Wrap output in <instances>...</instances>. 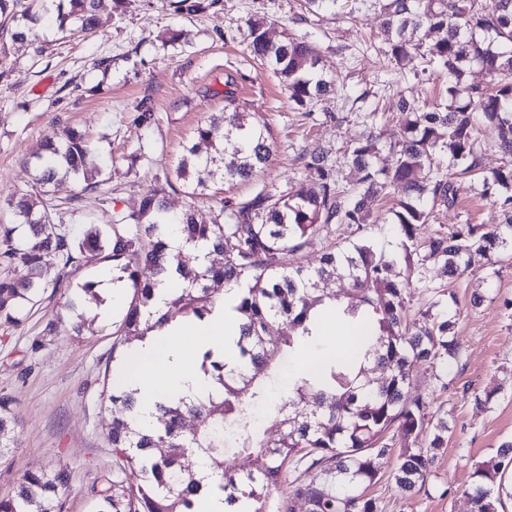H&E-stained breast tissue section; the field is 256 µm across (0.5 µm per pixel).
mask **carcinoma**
I'll return each mask as SVG.
<instances>
[{"label": "carcinoma", "instance_id": "obj_1", "mask_svg": "<svg viewBox=\"0 0 512 512\" xmlns=\"http://www.w3.org/2000/svg\"><path fill=\"white\" fill-rule=\"evenodd\" d=\"M15 0H0V41L22 40L29 24L56 14L57 31L92 32L101 13L121 0H31L26 11H14ZM218 0H169L178 14H191ZM357 0H307L316 13H338ZM380 6L388 46L387 66L402 69L418 55L446 79V100L421 102L402 97L396 107L405 125L401 141L389 146L391 160L381 159V133L349 145L344 159L356 175L339 183L322 148L309 145L302 154L311 186L294 192L265 186L248 200L222 202L220 214L206 224L190 204L177 216L169 214L166 189L139 198L111 224H86L74 235L49 202L50 187L59 176L83 180L80 194L93 193L100 181L88 167L90 146L84 134L71 128L37 155L31 189L0 200L13 217L0 224V325H15L30 312L49 287L59 288L70 272L110 262L118 279L131 283L133 293L120 320L112 323V353L177 320H202L223 303L213 284L241 288L235 311L240 315V363L227 368L222 360L203 354L202 368L219 385V392L194 400L179 398L156 404V424L132 428L137 397L109 388L106 400L118 416L112 419L107 442L114 468L128 482L105 484L92 512H195L206 490L224 497L229 512H294L302 500L307 512H379L376 499L362 487L380 479L379 465L395 458L390 476L407 492L427 482L436 450L448 441L454 426L448 412L430 411L431 400L412 390V371L426 363L443 381L461 351L454 336L455 316L442 312L440 297L456 301L428 278L438 267L451 279L462 278L473 255L489 265L512 253V0H495L489 10L479 0H371ZM251 53L266 61L286 82L289 98L300 108L335 93L336 83L319 68L320 55L305 34H287L273 42L263 18L248 20ZM424 31L412 44L407 30ZM489 76L487 86L472 85L467 99L458 85L472 66ZM224 112L195 129L197 142L187 147L177 177L188 182L191 199L208 190L216 177L227 182L250 181L272 158V134L267 126L247 121L232 96ZM499 131V148L506 163L497 170L481 168V126ZM210 145L203 154L199 144ZM472 180L482 195L500 192L503 220L498 224H462L440 229L419 242L417 226L427 224L436 207L457 203L460 178ZM390 187L402 189L393 224L401 237L405 268L368 237L344 250L323 254L317 267L286 266L282 258L299 253L305 238L334 224L364 230L368 203ZM182 225L186 242L205 244L216 255L204 269L191 259L167 253L163 226ZM174 265L188 282L158 305L155 278ZM417 274L428 300L417 310L422 326L410 318L411 293L404 271ZM336 281L348 283L347 301L327 291ZM98 282L86 280L68 297L73 313L71 331L79 338L85 326L84 304L100 301ZM359 330L353 349L344 357L316 363L302 376L286 377L288 366L304 345L321 339L318 310L326 301ZM278 321L284 331L269 335ZM378 368L383 377L373 379ZM14 400L0 396V460L11 448L17 423ZM264 409L282 429L273 444L261 438L256 411ZM194 428H187V422ZM395 429L412 447L394 454L386 434ZM247 455L251 468L242 473L224 469V454ZM189 453L202 459L203 476L184 465ZM471 498L474 512H499L512 497V441L496 455L474 464ZM288 482V496L271 501V492ZM69 475L62 469L24 474L14 493L0 498V512H63Z\"/></svg>", "mask_w": 512, "mask_h": 512}]
</instances>
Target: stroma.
<instances>
[{
    "instance_id": "obj_1",
    "label": "stroma",
    "mask_w": 512,
    "mask_h": 512,
    "mask_svg": "<svg viewBox=\"0 0 512 512\" xmlns=\"http://www.w3.org/2000/svg\"><path fill=\"white\" fill-rule=\"evenodd\" d=\"M254 16L265 18L274 40L292 28L310 32L323 70L352 92L385 84L389 106L402 95L432 100L445 93L442 78L420 61L405 72L387 73L383 18L374 7H363L352 18L322 17L307 13L304 0H219L212 8L180 15L168 0H126L103 15L94 33L67 37L42 21L27 40L7 42L0 55V198L30 188L29 160L70 127L87 135L89 163L101 170L103 182L83 195L77 212L71 200L81 195L79 184L55 185L52 196L68 229L111 223L113 215L167 181L173 185L169 210L180 213L190 200L176 176L178 162L197 125L223 112L229 92L251 121L271 129L273 156L254 181L227 182L219 194L197 196L201 219L216 215L223 198L243 201L264 185L294 191L307 184L299 155L312 141L321 144L339 181L354 179L343 151L366 131L356 108L333 96L319 102L313 116L296 109L279 75L247 51L246 22ZM174 30L185 31V39L171 41ZM100 57L111 59L108 70L94 68ZM145 98L156 115L149 127L137 120ZM498 221L491 199L465 181L457 205L434 211L431 223L417 233L428 236L438 224ZM355 238L351 227L334 225L309 235L302 254L287 262L318 266L328 247H345ZM485 278L491 289L484 302L468 307L471 292ZM456 293L462 309L455 336L462 358L448 374L447 390L437 389L428 365L413 369L415 390L447 410L456 432L439 450L421 491L401 490L389 476L390 466H383L369 490L380 512H472L468 492L475 463L512 438V255H502L493 267L476 259ZM62 303V290L47 289L20 325L0 326V394L14 398L18 420L13 448L0 463V496L12 493L27 471L61 468L70 475L65 512H91L100 486L119 478L106 443L112 411L101 392L112 354V323L120 314L86 325L78 341L71 337ZM477 391L494 392L489 408L475 404Z\"/></svg>"
}]
</instances>
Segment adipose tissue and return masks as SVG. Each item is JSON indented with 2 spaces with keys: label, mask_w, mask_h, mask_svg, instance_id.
Wrapping results in <instances>:
<instances>
[{
  "label": "adipose tissue",
  "mask_w": 512,
  "mask_h": 512,
  "mask_svg": "<svg viewBox=\"0 0 512 512\" xmlns=\"http://www.w3.org/2000/svg\"><path fill=\"white\" fill-rule=\"evenodd\" d=\"M236 295V289L225 288L223 304L205 320L173 323L130 347L114 377L118 389H140L139 425L152 426L154 404L160 398L192 397L208 391L210 382L200 368L205 352L236 365L237 314L232 309Z\"/></svg>",
  "instance_id": "adipose-tissue-1"
}]
</instances>
